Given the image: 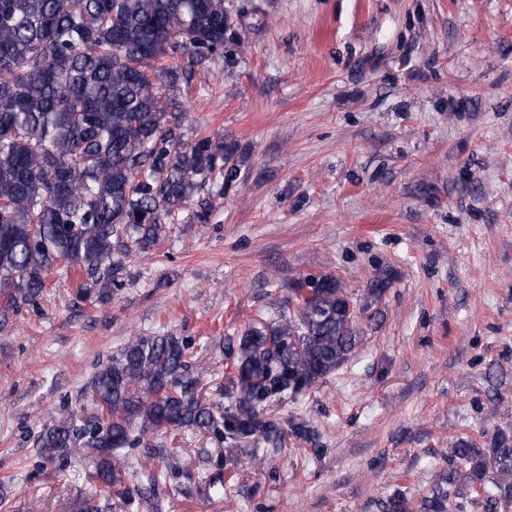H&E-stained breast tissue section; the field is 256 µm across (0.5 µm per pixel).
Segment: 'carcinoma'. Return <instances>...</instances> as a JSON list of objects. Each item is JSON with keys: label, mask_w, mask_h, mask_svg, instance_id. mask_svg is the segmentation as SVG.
I'll return each instance as SVG.
<instances>
[{"label": "carcinoma", "mask_w": 512, "mask_h": 512, "mask_svg": "<svg viewBox=\"0 0 512 512\" xmlns=\"http://www.w3.org/2000/svg\"><path fill=\"white\" fill-rule=\"evenodd\" d=\"M230 39L236 31L224 0H0V288L13 289L1 321L38 296L59 263L92 278L85 299L104 298L119 266L115 247L151 250L165 219L216 171L234 181L235 145L211 135L185 141L168 108L187 75L178 64L157 67L179 55L191 64L220 56ZM278 305L279 319L249 328L233 350L234 406L215 413L200 401L183 338L134 336L89 382L108 419L55 417L34 440L38 454L53 461L90 451L93 477L112 485L116 453L163 426L280 441V420L261 419L259 407L334 372L359 345L360 325L356 299L328 275L296 283ZM178 470L164 449H146L127 502L163 512L155 490ZM468 497L484 512L512 503V433L499 430L485 446L457 440L430 495L399 489L380 508L462 512ZM80 512H112V504L89 498Z\"/></svg>", "instance_id": "cac0c4a2"}]
</instances>
